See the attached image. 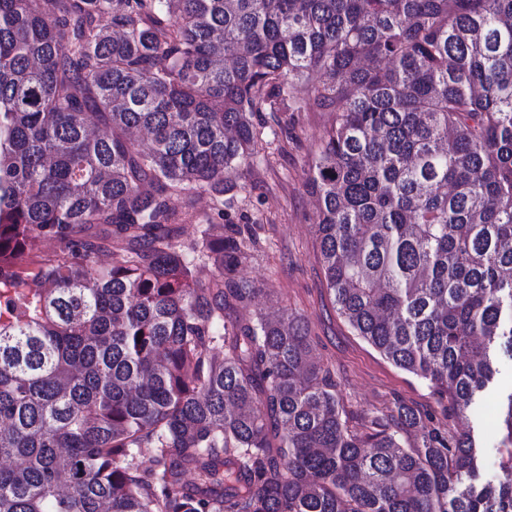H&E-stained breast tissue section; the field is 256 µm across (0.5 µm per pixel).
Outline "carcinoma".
<instances>
[{"label":"carcinoma","instance_id":"cac0c4a2","mask_svg":"<svg viewBox=\"0 0 512 512\" xmlns=\"http://www.w3.org/2000/svg\"><path fill=\"white\" fill-rule=\"evenodd\" d=\"M302 102L339 313L451 415L512 359V0H0V512H512V392L483 484L352 431L301 319H230L242 231L181 237Z\"/></svg>","mask_w":512,"mask_h":512}]
</instances>
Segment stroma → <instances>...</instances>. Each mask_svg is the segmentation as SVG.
Instances as JSON below:
<instances>
[{
	"mask_svg": "<svg viewBox=\"0 0 512 512\" xmlns=\"http://www.w3.org/2000/svg\"><path fill=\"white\" fill-rule=\"evenodd\" d=\"M328 123V113L312 109L295 113L282 130L265 121L258 154L224 184L223 208L200 194L196 222L184 225L182 235L193 236L199 223L234 224L250 232L249 256L234 266L232 276L252 283L259 293L252 305L236 311V318L270 310L300 317L320 364L336 381L351 429H362L369 416H388L396 405H406L418 413L422 425L471 430L481 472L493 477L501 406L512 393V360L502 359L485 414L450 420L427 383L384 359L331 303L318 259L315 199L307 190Z\"/></svg>",
	"mask_w": 512,
	"mask_h": 512,
	"instance_id": "35a3bbf8",
	"label": "stroma"
}]
</instances>
